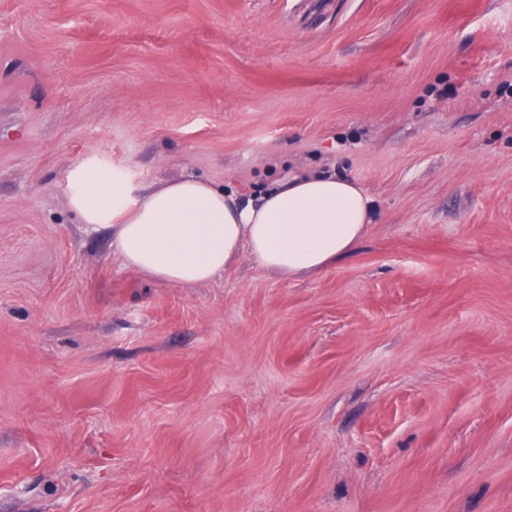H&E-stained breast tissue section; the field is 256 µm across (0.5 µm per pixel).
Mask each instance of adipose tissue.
I'll list each match as a JSON object with an SVG mask.
<instances>
[{"label": "adipose tissue", "instance_id": "obj_1", "mask_svg": "<svg viewBox=\"0 0 512 512\" xmlns=\"http://www.w3.org/2000/svg\"><path fill=\"white\" fill-rule=\"evenodd\" d=\"M67 187L82 223L111 229L126 267L179 288L222 276L245 250L282 276L322 270L354 250L371 220L361 186L336 174L290 177L254 203L192 175L147 185L92 156Z\"/></svg>", "mask_w": 512, "mask_h": 512}]
</instances>
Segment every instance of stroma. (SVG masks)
<instances>
[{
    "mask_svg": "<svg viewBox=\"0 0 512 512\" xmlns=\"http://www.w3.org/2000/svg\"><path fill=\"white\" fill-rule=\"evenodd\" d=\"M91 154L373 217L177 288ZM0 512H512V0H0Z\"/></svg>",
    "mask_w": 512,
    "mask_h": 512,
    "instance_id": "stroma-1",
    "label": "stroma"
}]
</instances>
